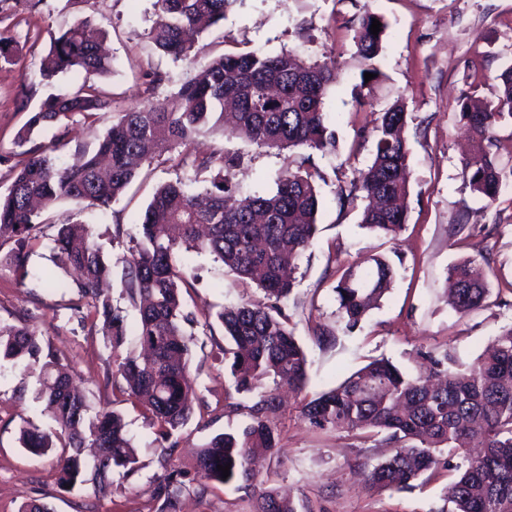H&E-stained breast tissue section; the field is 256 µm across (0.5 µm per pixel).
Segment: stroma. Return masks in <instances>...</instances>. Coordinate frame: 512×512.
Listing matches in <instances>:
<instances>
[{
  "label": "stroma",
  "mask_w": 512,
  "mask_h": 512,
  "mask_svg": "<svg viewBox=\"0 0 512 512\" xmlns=\"http://www.w3.org/2000/svg\"><path fill=\"white\" fill-rule=\"evenodd\" d=\"M155 0H0V38L13 42L11 62L0 60V190L12 182L7 157L16 149L19 129L29 118L17 105L29 95L38 106L50 89L40 83V68L59 32L76 23L104 26L112 71L98 85L108 102L99 119L74 117L35 136L32 146L59 137L58 164L75 162L79 152L96 146L120 112L151 98H165L200 64L225 53L255 49L276 55L295 51L336 68V84L325 99L336 130L335 151L321 155L297 149L281 154L231 134L199 136L187 151H221L240 157L232 173L237 198L272 191L286 166L312 157L324 176L318 233L301 255L288 300L294 333L310 361L309 380L299 392L279 388V405L271 414L279 436L280 456L259 460L258 478L290 492L298 512H444L446 479L414 481L410 490L378 491L367 486L362 464H374L391 449L383 435L361 440L355 433L319 430L300 414L305 400L333 388L371 359L386 357L400 368L419 370L421 352L450 350L472 365L500 331L512 325V185L496 203L473 194L461 171L469 157V139L458 113L462 94L493 97L496 75L512 65V0H237L224 24L199 40L196 57L180 60L155 50L146 33L155 18ZM384 16L390 36L374 61L377 75L363 81V64L355 53V24L363 11ZM158 72L160 84L147 75ZM408 112L404 136L410 149L407 222L397 239L387 240L360 228V207L340 208L339 183L350 180L371 159V142L362 138L381 121L395 101ZM217 169L196 170L166 157L144 166L110 207L77 212L67 202L44 213L43 234L33 243L31 276L19 281L6 262L10 243L0 244V322L27 324L66 364L78 389L93 408L120 413L133 438L139 469L116 479L104 495L92 485L63 489L57 483L58 454L36 457L17 441L23 421L49 428L51 419L37 392V374L0 369V512H18L27 501L49 503L54 512H158L152 497L158 477L180 468L192 472L198 446L205 439L249 423L253 398L238 411L225 412L229 379L224 370V330L216 318L224 306L259 297L243 287L221 263L193 252L184 256L189 278L182 289L187 310L197 322L189 327V368L199 402L192 422L178 435L179 446L164 455L149 417L122 397L115 357L100 324L81 320L87 300L57 281L37 280L49 266L51 238L57 223L89 222L99 234L111 265L112 298H119L121 277L130 258L135 222L164 182L180 179L198 188L216 178ZM466 211L463 228L453 226ZM381 254L395 279L378 308L354 330L340 331L331 346L318 345L317 325L337 327L334 287L341 266ZM462 259L484 268L490 295L484 306L457 314L447 303L449 267ZM253 490H227L217 482L190 489L176 512H252Z\"/></svg>",
  "instance_id": "1"
}]
</instances>
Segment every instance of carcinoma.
Segmentation results:
<instances>
[{
  "label": "carcinoma",
  "mask_w": 512,
  "mask_h": 512,
  "mask_svg": "<svg viewBox=\"0 0 512 512\" xmlns=\"http://www.w3.org/2000/svg\"><path fill=\"white\" fill-rule=\"evenodd\" d=\"M237 0H155L156 19L148 30L155 48L176 59L188 58L195 41L219 27ZM381 23L378 35L370 32L372 19ZM101 30L78 23L54 38L40 69V83L53 86L59 76L78 72L84 79L75 87H60L50 94L18 132L22 147L42 129L77 115L96 118L108 106L93 76L112 69L101 53ZM388 23L366 11L355 28L357 56L369 64L380 55ZM494 98L480 104L461 99L459 118L471 133L480 163L465 164L463 178L471 191L494 203L512 171L499 167L506 147L495 131L512 121V66L496 76ZM336 83L325 62L309 61L285 51L228 53L196 69L172 98L148 100L121 113L99 140L96 149L72 167L56 164L57 144L17 153L15 175L0 191V240L12 247L7 260L20 282L30 275L32 241L42 233L41 212L68 200L80 206L104 209L117 199L140 168L155 156L189 146L203 132L224 131L225 108L233 105L231 133L250 143L278 151L306 148L323 155L336 148L335 131L324 112V98ZM405 104L393 103L383 112L373 138L370 163L336 190L340 207L366 202L363 227L394 238L407 219L404 205L409 185L404 170L410 156L403 137ZM240 158L222 152L196 156L197 169L219 167L224 177L192 193L177 179L160 185L136 223L137 236L123 278V291L138 311L136 340L147 356L128 352L117 365L124 384L121 394L142 400L158 436L167 440L192 418L199 400L189 371L190 341L185 326L195 315L184 309L180 283L185 281L183 255L207 253L246 284L262 292L224 307L218 314L224 328V364L237 395H253L251 421L240 429L218 434L201 445L194 470L205 487L218 482L235 489L256 480L255 457L279 453V438L266 413L277 395L264 388L271 378L296 390L308 382L309 361L296 338L288 314L294 282L287 276L312 244L322 200L317 180L320 170L311 158L297 169H285L275 189L263 195L229 203L234 192L230 171ZM51 262L71 277L68 287L92 301L93 320L102 323L113 354L127 343L123 310L112 305L102 283L110 265L88 224L66 221L55 225ZM395 271L383 257L340 269L335 286L338 313L347 330L356 328L390 290ZM452 282L449 304L459 314L483 306L487 281L463 260L449 267ZM429 374L414 376L386 358L370 361L335 387L303 403L301 414L321 430L386 433L394 446L388 458L367 474L371 487L402 491L426 472L456 471L446 488L448 512H512V326L504 329L493 347L463 367L449 352L423 354ZM23 371L39 370V397L47 401L67 451L60 459V483L90 482L101 490L112 486V473L125 476L139 469L133 439L120 415L102 409L91 412L84 396L73 386L67 367L28 325L0 324V363ZM477 439L481 451L465 457L460 466L452 459ZM19 443L28 453L43 456L54 448L51 434L25 421ZM230 465L222 478L218 466ZM189 485L179 470L153 488V495L171 507ZM253 512H297L291 499L274 488H262L254 497Z\"/></svg>",
  "instance_id": "obj_1"
}]
</instances>
